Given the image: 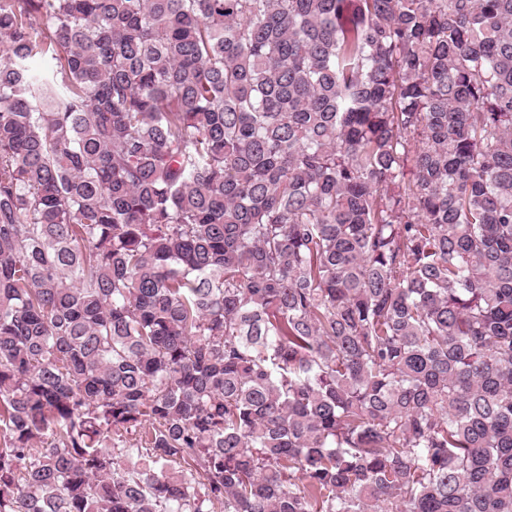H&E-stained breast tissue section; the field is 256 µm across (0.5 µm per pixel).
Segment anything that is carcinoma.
Here are the masks:
<instances>
[{
  "mask_svg": "<svg viewBox=\"0 0 512 512\" xmlns=\"http://www.w3.org/2000/svg\"><path fill=\"white\" fill-rule=\"evenodd\" d=\"M512 512V0H0V512Z\"/></svg>",
  "mask_w": 512,
  "mask_h": 512,
  "instance_id": "carcinoma-1",
  "label": "carcinoma"
}]
</instances>
